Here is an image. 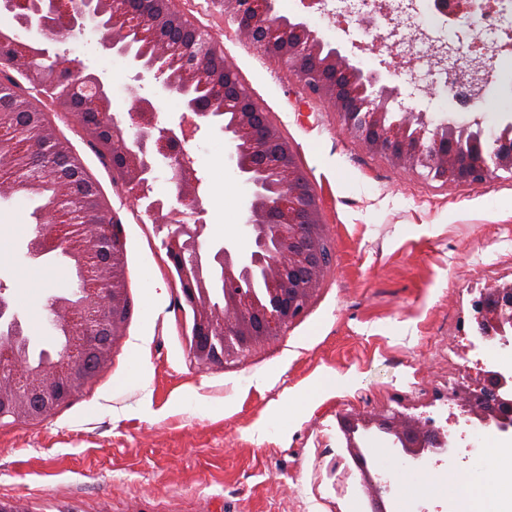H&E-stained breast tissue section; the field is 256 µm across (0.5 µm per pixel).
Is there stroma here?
<instances>
[{"label":"stroma","instance_id":"obj_1","mask_svg":"<svg viewBox=\"0 0 512 512\" xmlns=\"http://www.w3.org/2000/svg\"><path fill=\"white\" fill-rule=\"evenodd\" d=\"M196 18L292 144L320 198L334 264L281 336L198 366L165 228L146 200L118 191L81 129L57 120L120 224L130 315L82 392L37 420L0 425V498L22 512H371L340 416L398 410L440 424L465 374L512 364V347L488 349L471 318L481 289L512 279V175L446 186L406 173L342 134L336 112L306 98L220 10ZM58 49L101 76L127 119V59L89 28ZM388 79L434 122L477 115L489 132L512 122V84L490 85L472 114L454 111L442 88L416 96L399 73ZM191 147L211 189L210 238L239 235L250 191L226 161L223 134L201 130ZM34 206L0 198V285L23 321L50 297H73L78 281L72 259L31 258L28 237L14 232L20 220L36 229ZM137 337L146 341L139 353ZM363 454L395 487L388 512H448L431 470L403 464L380 438Z\"/></svg>","mask_w":512,"mask_h":512}]
</instances>
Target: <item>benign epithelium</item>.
I'll return each mask as SVG.
<instances>
[{
    "instance_id": "7a95c632",
    "label": "benign epithelium",
    "mask_w": 512,
    "mask_h": 512,
    "mask_svg": "<svg viewBox=\"0 0 512 512\" xmlns=\"http://www.w3.org/2000/svg\"><path fill=\"white\" fill-rule=\"evenodd\" d=\"M277 0H223L224 18L264 55L288 72L308 98L328 103L342 129L366 150L380 154L407 173L439 182L479 185L502 170L512 174V132L490 134L488 151H467L464 144L485 135L480 119L469 125L435 124L427 113L411 107L398 112L390 103L400 95L380 70H366L354 55L324 40L300 16L279 13ZM151 10L135 12L128 0H0V9L36 29L50 43L112 16V37L100 40L128 58L136 70L128 86L132 101L129 127H112L113 158L137 175L152 170L172 142L190 140L198 122L224 116L219 131L229 151L227 160L249 186L250 204L243 233L251 240L245 251L233 238L218 245L203 237L205 189L193 156L184 152L172 162L180 186L175 204H159L155 222L173 224L164 241L168 257L178 264L180 290L195 312L190 355L200 366L221 363L273 340L301 317L328 270L332 248L326 239L319 199L279 136V129L224 62V47L211 31L178 10L174 0H150ZM31 46L0 31V68L28 72ZM50 68L29 72L35 81L51 82L77 63L67 54L43 48ZM151 75L163 91L183 101L178 125L146 122L157 112V99L143 93L141 81ZM67 114L78 124L110 104V91L95 75L81 87L67 84ZM0 145L21 154L26 143L16 126L0 122ZM50 233L37 232L29 255L38 258L68 248L74 225L96 235L93 257L79 260L84 288L74 303L54 299L49 323L63 327L67 344L56 360L33 365L24 353V334L9 300L0 296V424L6 420H37L84 387L85 370L102 364L120 333L129 307L111 286L112 249L121 244L119 223L99 217L89 205L75 211L55 201L43 215ZM472 319L481 341L512 344V282L480 292L472 301ZM507 380L484 370L463 381L451 400L461 416L481 428L512 440V398L504 395ZM346 448L358 463L370 498L371 512H386L389 482L372 476L360 450L359 437L374 432L405 463L422 467L455 448L443 430L428 421L397 412L347 416L340 420Z\"/></svg>"
}]
</instances>
